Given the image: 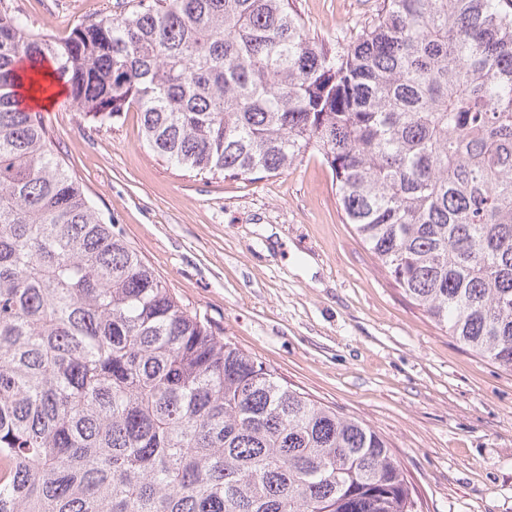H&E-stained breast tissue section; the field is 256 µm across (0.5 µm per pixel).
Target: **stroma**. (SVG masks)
<instances>
[{
    "label": "stroma",
    "mask_w": 512,
    "mask_h": 512,
    "mask_svg": "<svg viewBox=\"0 0 512 512\" xmlns=\"http://www.w3.org/2000/svg\"><path fill=\"white\" fill-rule=\"evenodd\" d=\"M137 2L0 9L62 39ZM293 2L311 34L332 42L371 23L381 0ZM43 114L70 171L171 292L290 386L381 434L418 512H512V373L401 296L344 224L319 159L253 184L210 179L154 154L136 111L101 125L62 99Z\"/></svg>",
    "instance_id": "obj_1"
}]
</instances>
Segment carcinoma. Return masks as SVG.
I'll return each mask as SVG.
<instances>
[{"mask_svg":"<svg viewBox=\"0 0 512 512\" xmlns=\"http://www.w3.org/2000/svg\"><path fill=\"white\" fill-rule=\"evenodd\" d=\"M292 0H147L61 40L0 10V512H414L387 440L182 305L20 104L47 62L195 175L317 157L412 305L512 372V15L383 0L347 42Z\"/></svg>","mask_w":512,"mask_h":512,"instance_id":"1","label":"carcinoma"}]
</instances>
